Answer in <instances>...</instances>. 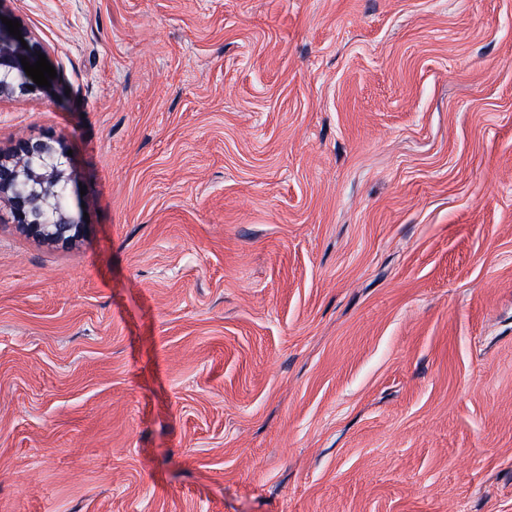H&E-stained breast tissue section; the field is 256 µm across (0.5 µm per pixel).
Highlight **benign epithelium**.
Here are the masks:
<instances>
[{
	"mask_svg": "<svg viewBox=\"0 0 512 512\" xmlns=\"http://www.w3.org/2000/svg\"><path fill=\"white\" fill-rule=\"evenodd\" d=\"M10 35L0 22V97L25 94L38 85L28 76L21 59L30 63L38 53H47L38 39L21 32ZM28 48H23L21 41ZM65 155L47 140H28L12 155L0 157V195L4 194L14 219L26 232L50 241H64L80 235L83 225L72 215L70 179L65 172Z\"/></svg>",
	"mask_w": 512,
	"mask_h": 512,
	"instance_id": "obj_1",
	"label": "benign epithelium"
}]
</instances>
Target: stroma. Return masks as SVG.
I'll return each instance as SVG.
<instances>
[{"mask_svg":"<svg viewBox=\"0 0 512 512\" xmlns=\"http://www.w3.org/2000/svg\"><path fill=\"white\" fill-rule=\"evenodd\" d=\"M8 8L0 512H512V0ZM19 30L28 49L23 48L20 40L10 35L0 19V97L30 93L40 87L25 73L20 58L27 57V61L34 64L38 60L37 51L46 56L47 49L41 41ZM28 86H32L33 90H29ZM65 155L50 141L28 140L12 155L0 157V195L5 194L19 226L36 237L64 241L80 235L84 225L72 215ZM65 205L56 206L59 192Z\"/></svg>","mask_w":512,"mask_h":512,"instance_id":"obj_1","label":"stroma"}]
</instances>
